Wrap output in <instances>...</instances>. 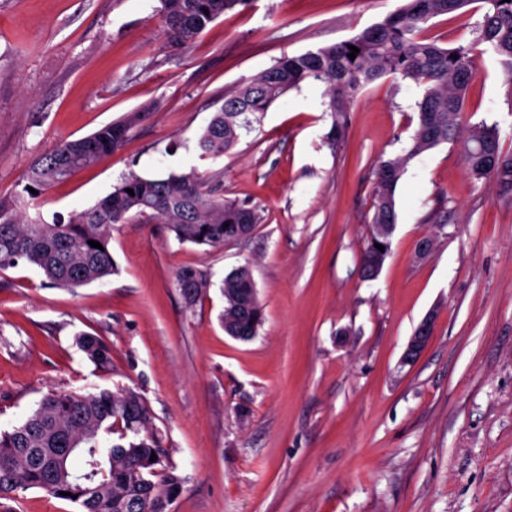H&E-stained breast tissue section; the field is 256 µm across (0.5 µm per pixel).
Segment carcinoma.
<instances>
[{"instance_id": "carcinoma-1", "label": "carcinoma", "mask_w": 512, "mask_h": 512, "mask_svg": "<svg viewBox=\"0 0 512 512\" xmlns=\"http://www.w3.org/2000/svg\"><path fill=\"white\" fill-rule=\"evenodd\" d=\"M163 35L185 47L225 12L250 0H160ZM480 4L482 22L469 44L449 45L427 34L434 18L466 12ZM360 49L350 59L349 46ZM489 53L512 71V0H400L380 22L348 40L284 56L224 96V104L199 133L201 156L218 159L231 150L248 115L265 112L281 96L314 82L324 86L333 117L332 140L345 133L347 112L367 85L391 77L423 87L417 103L418 124L403 155L379 162L370 236L362 254L365 278H374L390 248L396 224L394 198L408 162L442 143L459 147L471 175L512 186V154L500 147L496 126L471 124L466 96L476 75L475 58ZM138 114L107 124L76 140H63L30 167L29 194L36 200L56 183L122 148ZM134 190L129 194L127 189ZM156 219L184 243L220 246L254 232L257 209L229 201L197 172L123 177L96 205L51 224L22 215L17 204L0 201V270L27 263L50 284L77 288L116 272L110 240L116 224L132 216ZM94 240L103 249L93 248ZM380 244V251L375 244ZM185 307L191 309L211 287L210 275L186 267L176 274ZM226 299L221 323L241 341L257 336L263 309L248 264L224 276ZM89 359L102 369L112 350L91 334L77 339ZM118 433L108 448L103 434ZM156 460L150 461L151 454ZM185 477L170 462L169 449L152 427L141 396L130 388L89 394L49 393L20 424L0 431V499L37 489L74 505L77 512H164L161 504L180 496Z\"/></svg>"}]
</instances>
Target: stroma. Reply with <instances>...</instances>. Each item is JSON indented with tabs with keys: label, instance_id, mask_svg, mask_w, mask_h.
Wrapping results in <instances>:
<instances>
[{
	"label": "stroma",
	"instance_id": "stroma-1",
	"mask_svg": "<svg viewBox=\"0 0 512 512\" xmlns=\"http://www.w3.org/2000/svg\"><path fill=\"white\" fill-rule=\"evenodd\" d=\"M399 0H253L183 49L159 0H0V200L58 141L138 113L126 144L39 198L46 222L95 205L123 175H218L255 207L250 238L182 243L167 225H115L117 272L78 288L32 265L0 271V429L49 392L130 388L186 482L171 512H512V188L475 179L449 143L411 160L395 192L391 249L364 279L379 160L405 152L420 91L388 77L353 101L330 142L320 89L289 91L218 159L197 135L236 85L291 56L346 40ZM440 16L429 35L470 42L481 19ZM471 122L512 153V75L486 54ZM434 248L417 257L419 240ZM250 264L264 311L230 338L220 285ZM184 267L213 285L185 308ZM433 334L402 355L427 313ZM112 349L101 370L78 347ZM77 343L89 359L102 369L111 365L112 350L104 341L91 334H80Z\"/></svg>",
	"mask_w": 512,
	"mask_h": 512
}]
</instances>
